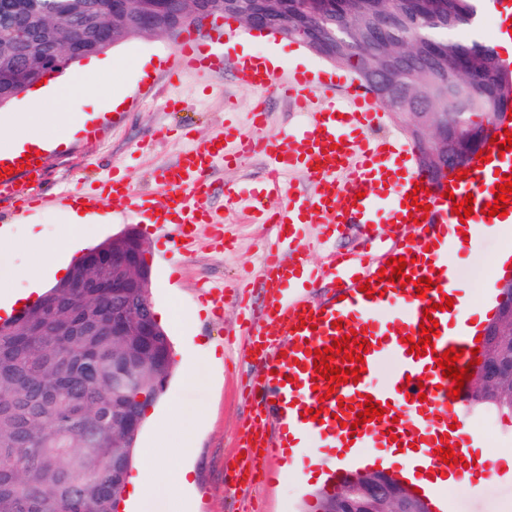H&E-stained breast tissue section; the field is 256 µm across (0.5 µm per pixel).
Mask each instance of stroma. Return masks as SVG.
Returning <instances> with one entry per match:
<instances>
[{"label": "stroma", "instance_id": "stroma-1", "mask_svg": "<svg viewBox=\"0 0 512 512\" xmlns=\"http://www.w3.org/2000/svg\"><path fill=\"white\" fill-rule=\"evenodd\" d=\"M193 35L203 48L225 52L224 69L208 75L187 73L175 86L168 83L167 71L174 61L177 39L142 36L112 48V55L123 59L122 68L104 74L94 90L80 100L79 107L85 112L110 111L112 94L119 90L124 95V117L116 128L105 129L95 146L78 147L72 159L65 161L56 154L45 158L46 179L39 194L46 204L29 217L30 223L42 226V241L30 242L19 232L0 243V248L13 254L16 264H39L45 250L66 233L59 193L93 190L95 185L111 182L117 169L127 176L135 192L154 195L158 192L156 172L175 163L191 141L203 142L218 135L225 121L236 123L246 137L269 141L280 140L302 123L304 114L297 112L292 102L272 93L264 127L258 131L252 128L250 113L260 94L239 84L234 76V64L242 49H250L257 56L270 52L281 55L288 62L287 68L277 72L281 78L290 71L308 68L343 73L349 85L355 81L351 67L330 64L298 43L252 32L232 19L210 23L194 30ZM174 98L182 100V110L168 109V100ZM264 173L265 163L259 154L242 157L233 167L217 165L212 175L214 207H223L225 189L257 190ZM104 209L108 219L95 225L82 241V248L93 247L126 228H136L150 244L151 299L173 348H180L184 331L178 319H167V312H192L197 316L192 325L195 344L213 347L216 356L189 385L184 384L181 369H174L165 392L146 414L138 447H152L169 405L178 404L197 419L196 453L188 463V498L193 512H319L318 487L300 480L306 472L303 458L286 462L273 457L266 461L268 477L242 486L232 480L243 437L242 421L249 411L242 389L264 374L263 365L244 352L242 318H259L264 313L270 284L259 273L267 227L252 223L247 210L238 209L224 216L228 241L224 250L211 249L213 228L202 224L197 228L195 253L183 256L175 251L172 234L156 232L140 217L128 213L125 203L109 200ZM507 244V239L490 233L467 252L449 253L448 262L458 269L470 310H477L487 294L485 279L471 278V270L491 268ZM203 283L239 295L242 304L225 303L223 314H215L200 301L199 286ZM469 418L497 475L480 489L463 481L447 486L444 494L451 512H512V472L505 470L502 462L503 457L512 456V415L473 410Z\"/></svg>", "mask_w": 512, "mask_h": 512}]
</instances>
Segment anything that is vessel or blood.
<instances>
[{
  "instance_id": "1",
  "label": "vessel or blood",
  "mask_w": 512,
  "mask_h": 512,
  "mask_svg": "<svg viewBox=\"0 0 512 512\" xmlns=\"http://www.w3.org/2000/svg\"><path fill=\"white\" fill-rule=\"evenodd\" d=\"M174 56L169 73L174 81L187 71L213 72L224 66L222 57L201 51L189 37L180 42ZM235 75L249 88H276L283 99L293 100L308 114L301 126L278 142L257 143L242 138L234 126L224 128L225 140L238 143L240 154L256 149L264 152L261 194L279 202L274 209L262 204L252 209L255 221L270 230L262 271L273 288L267 296L264 320L248 321L245 327L246 350L263 362L266 374L246 392L252 412L244 422L246 453L238 458L236 473H257L277 449L301 448L319 440L324 447L335 449L340 462L348 452H355L360 470L373 468L387 457L404 461L417 457L428 462L431 473L445 470L475 485L489 481L493 472L485 450L470 439V425L460 417L463 402L448 397L453 381L443 377L436 361L447 349L456 348L462 352L459 367H467L477 346L456 321L465 298L458 286V273L448 263L450 229L460 221L452 209L455 201L472 196L471 223L493 225V218L483 210L494 202L497 183L512 174V150L500 149L506 139L504 132H497L491 143L489 162L453 182L446 198L441 187L417 168L388 182L391 165L411 158L416 148L399 134L385 139L373 136L383 113L365 90L351 86L343 95H335V77L313 71L297 72L281 84L274 71L253 60L239 63ZM76 118V124L65 125L49 142L13 152L0 149V197L14 204H36L30 183L41 180L43 170L35 153H64L75 139L98 138L108 120L101 112H80ZM219 159L228 163L232 157L214 141L192 145L174 165L158 173L156 182L163 196L159 207L153 199L133 194L129 180L118 173L102 191L84 194L80 202L94 212L102 210L110 197L129 202L134 212L149 215L157 226L173 225L179 237L176 249L188 255L195 246L197 224L222 226L224 211L236 209L241 199L240 193L228 189L223 211L211 208L214 189L208 175ZM295 171L308 175L313 192L304 193L293 183L290 175ZM418 184L425 187L419 195L414 192ZM383 200L388 203V223L396 227L415 224V236H372L378 204ZM419 205L425 206L426 217L416 221L412 214ZM311 218L324 224L328 239L335 237L338 225H362L371 234L367 251H332L323 265L297 271L295 256L308 248L297 228ZM399 256L408 261L403 276L382 283V261ZM329 277L340 283L339 299L312 303L307 289L319 287ZM426 277L431 278L433 287L421 298L414 282ZM364 281L368 290H375V297L360 291ZM449 298L454 306L448 311L444 303ZM428 316L437 320L438 333L431 338L433 351L418 356L410 353V343H403L402 338L407 335L410 342L419 341V325ZM350 329L363 333L370 342L363 355L365 370L360 381L329 386L314 367L315 352ZM388 358L396 361V369L386 385H372V373ZM422 393L427 396L423 402L418 399ZM369 399L385 413L358 423V414ZM310 409L320 410V420L307 418ZM453 416L458 422L452 426L448 420ZM447 442L454 444L461 464L448 466L440 460L437 451Z\"/></svg>"
}]
</instances>
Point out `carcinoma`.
Segmentation results:
<instances>
[{"label": "carcinoma", "mask_w": 512, "mask_h": 512, "mask_svg": "<svg viewBox=\"0 0 512 512\" xmlns=\"http://www.w3.org/2000/svg\"><path fill=\"white\" fill-rule=\"evenodd\" d=\"M336 10L313 17L302 0H250L272 31L337 66H351L361 85L381 80L396 95L394 112L418 150L420 168H440L433 138L465 120L474 136L512 111V70L472 29L478 0H409L384 23L389 0H336ZM165 0H124L112 14L103 0H0V97L38 79L51 59L63 67L94 50L138 36L177 37L162 15L144 30L139 19ZM77 29L66 44L60 31ZM449 91L461 95L458 116L442 114ZM101 288L59 280L37 301L0 322V512H115L134 461L146 409L163 393L174 368L171 341L155 322L151 289L128 288L112 300V268L92 271ZM139 299L129 318L146 317L151 336L112 335V307ZM475 408L512 413V402L489 390L469 397ZM132 420L112 431V413Z\"/></svg>", "instance_id": "cac0c4a2"}]
</instances>
